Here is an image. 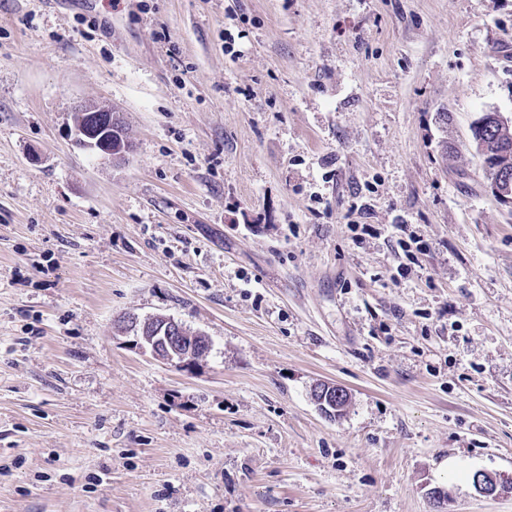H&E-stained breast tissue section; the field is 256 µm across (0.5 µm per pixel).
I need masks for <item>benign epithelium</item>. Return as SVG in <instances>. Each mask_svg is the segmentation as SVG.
Masks as SVG:
<instances>
[{"label":"benign epithelium","mask_w":512,"mask_h":512,"mask_svg":"<svg viewBox=\"0 0 512 512\" xmlns=\"http://www.w3.org/2000/svg\"><path fill=\"white\" fill-rule=\"evenodd\" d=\"M77 113L83 117V120L75 123L77 145L113 160H120L126 155L128 146L125 137L115 139L112 136L115 117L112 116L111 109L84 106L77 109ZM479 151L485 153L488 159V190L503 203L512 204V150L496 144H482ZM116 329L121 334H133V344L139 349L150 352L158 359L173 363L184 371L192 370L198 357L210 346L209 337L198 334L189 338L181 323L166 316H155L142 323L134 316L125 317L118 321ZM333 391L336 392L337 398L347 399L345 391L334 388L332 384L320 385L313 394L315 403L329 417L336 416V410L328 406L330 393ZM475 489L480 494L491 495L500 489L512 491V483L502 485L496 475L480 472L475 480Z\"/></svg>","instance_id":"7a95c632"}]
</instances>
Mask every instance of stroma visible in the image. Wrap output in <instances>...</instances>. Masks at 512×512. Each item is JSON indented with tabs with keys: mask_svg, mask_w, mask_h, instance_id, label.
I'll return each mask as SVG.
<instances>
[{
	"mask_svg": "<svg viewBox=\"0 0 512 512\" xmlns=\"http://www.w3.org/2000/svg\"><path fill=\"white\" fill-rule=\"evenodd\" d=\"M489 111L512 0H0V512H512L472 484L512 481ZM75 112L83 120L75 123V141L82 148L96 151L105 158L122 159L128 152L127 140L124 135L113 138L112 124L116 115L112 109L98 106H84ZM100 113L106 114L101 117ZM97 119H100L97 121ZM116 329L121 334L133 332L134 340L131 342L136 347L184 371H191L198 357L210 346L208 336H187L181 323L166 316H155L143 323L134 316L124 317L118 321ZM332 388H336V396L338 399H341L340 401H337L336 404L337 406L341 407L343 405L342 400H347V394L343 389H340L335 385L322 384L314 391L313 394V400L315 401V403L318 405L320 410L329 417H335L336 413H339L344 406L343 405L341 407V410H339L338 412H336L335 409H331L328 406L327 402L330 399L329 394L332 392Z\"/></svg>",
	"mask_w": 512,
	"mask_h": 512,
	"instance_id": "obj_1",
	"label": "stroma"
}]
</instances>
